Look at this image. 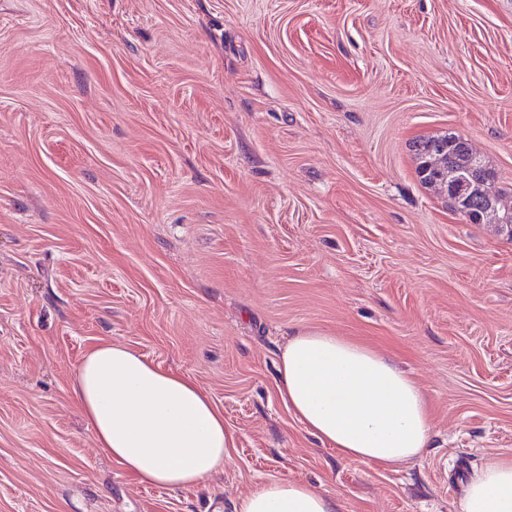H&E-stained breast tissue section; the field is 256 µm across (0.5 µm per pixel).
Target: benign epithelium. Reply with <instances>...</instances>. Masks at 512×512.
Listing matches in <instances>:
<instances>
[{
  "mask_svg": "<svg viewBox=\"0 0 512 512\" xmlns=\"http://www.w3.org/2000/svg\"><path fill=\"white\" fill-rule=\"evenodd\" d=\"M492 181L489 169L480 157L468 152L460 164H448V176H431L427 183L448 193L453 208L469 221L478 224L511 225L509 210H501L499 197L491 194L488 184Z\"/></svg>",
  "mask_w": 512,
  "mask_h": 512,
  "instance_id": "7a95c632",
  "label": "benign epithelium"
}]
</instances>
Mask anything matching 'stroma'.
<instances>
[{
    "mask_svg": "<svg viewBox=\"0 0 512 512\" xmlns=\"http://www.w3.org/2000/svg\"><path fill=\"white\" fill-rule=\"evenodd\" d=\"M466 138L512 206V0H0V512H234L267 480L340 512H456L512 457V232L422 184ZM391 358L412 461L355 464L277 391L288 340ZM127 345L236 432L222 473L142 483L71 384ZM436 137H430V138H419L413 143V147L415 148V158L418 161L417 164V174L420 177V180L422 183L425 184V180L422 176L423 170L426 164V161L431 159L430 151L432 149L436 150L439 143L442 145H446L448 148V142H445V140H441L438 143L435 140ZM437 139V138H436Z\"/></svg>",
    "mask_w": 512,
    "mask_h": 512,
    "instance_id": "stroma-1",
    "label": "stroma"
}]
</instances>
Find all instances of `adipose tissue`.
Segmentation results:
<instances>
[{"instance_id": "ef3b65f1", "label": "adipose tissue", "mask_w": 512, "mask_h": 512, "mask_svg": "<svg viewBox=\"0 0 512 512\" xmlns=\"http://www.w3.org/2000/svg\"><path fill=\"white\" fill-rule=\"evenodd\" d=\"M279 394L304 429L354 463L386 468L429 448L431 422L419 384L390 359L319 331L294 336L278 355ZM99 448L144 483L190 488L223 470L234 431L190 376L122 344L87 350L71 386ZM235 512H339L314 486L271 479ZM458 512H512V457L475 472Z\"/></svg>"}]
</instances>
